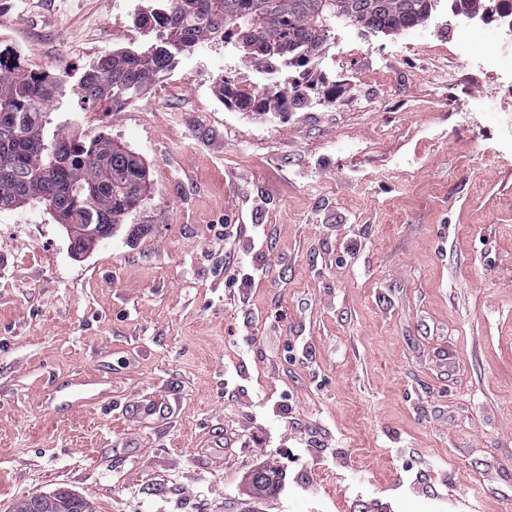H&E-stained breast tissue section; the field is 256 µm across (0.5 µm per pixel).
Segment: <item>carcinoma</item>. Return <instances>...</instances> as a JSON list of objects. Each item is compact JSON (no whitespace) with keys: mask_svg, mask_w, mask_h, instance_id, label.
<instances>
[{"mask_svg":"<svg viewBox=\"0 0 512 512\" xmlns=\"http://www.w3.org/2000/svg\"><path fill=\"white\" fill-rule=\"evenodd\" d=\"M450 12L467 17L486 0H449ZM438 0H167L152 16L160 42L145 49L99 57L74 95L88 112L128 105L169 69L176 55L200 43L231 47L252 63L281 64L296 73L264 93L235 89L241 112H296L323 94L336 100V84L316 72L315 60L330 48L336 28L349 21L364 31L398 32L424 24ZM0 49V212L33 202L50 206L53 219L97 224L99 239L137 210L149 192L138 154L107 138L86 142L62 128L47 135L43 113L63 85V74H33L20 55ZM13 512H97L94 502L68 490L18 500Z\"/></svg>","mask_w":512,"mask_h":512,"instance_id":"1","label":"carcinoma"}]
</instances>
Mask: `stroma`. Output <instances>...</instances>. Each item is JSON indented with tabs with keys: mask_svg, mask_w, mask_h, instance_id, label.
<instances>
[{
	"mask_svg": "<svg viewBox=\"0 0 512 512\" xmlns=\"http://www.w3.org/2000/svg\"><path fill=\"white\" fill-rule=\"evenodd\" d=\"M158 2L0 0V40L67 72L47 130L111 138L151 187L80 255L43 206L0 212V512L59 487L97 512H512V98L452 54L461 18L338 28L336 101L283 116L220 101L252 67L214 46L81 111ZM230 222L266 229L249 288L224 285ZM261 466L283 481L253 499Z\"/></svg>",
	"mask_w": 512,
	"mask_h": 512,
	"instance_id": "1",
	"label": "stroma"
}]
</instances>
